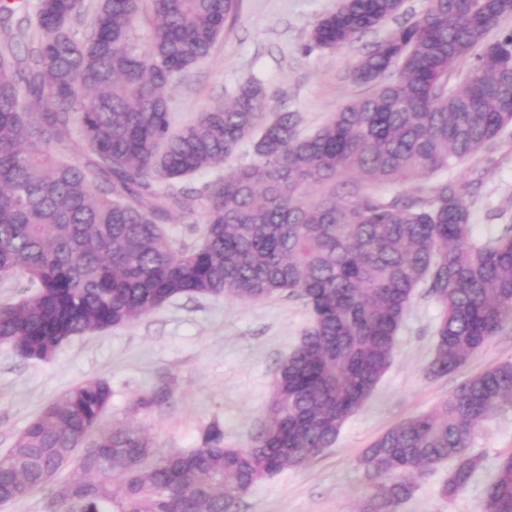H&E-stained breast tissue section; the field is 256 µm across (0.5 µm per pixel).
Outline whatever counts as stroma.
Segmentation results:
<instances>
[{"label": "stroma", "mask_w": 512, "mask_h": 512, "mask_svg": "<svg viewBox=\"0 0 512 512\" xmlns=\"http://www.w3.org/2000/svg\"><path fill=\"white\" fill-rule=\"evenodd\" d=\"M341 0H241L212 53L199 60L170 92L175 124L232 99L255 79L272 107L294 112L301 134L319 128L336 109L369 88L349 72L366 47L408 19L428 0H403L400 11L341 48L314 47V22ZM447 177L471 191L472 236L482 240L512 224V129L489 150ZM440 315L419 286L397 336L392 365L364 406L343 426L335 444L309 463L256 484L239 512H356L374 480L359 466L368 445L393 425L431 410L470 376L512 359V323L505 325L456 371L431 376L434 327ZM309 321L300 300L278 296L241 302L221 296H182L137 322L77 336L52 360H26L0 341V453L12 448L28 423L75 385L104 379L112 386L105 425L129 420L142 426L160 451L189 450L216 423L230 446L250 444L262 423L273 373L298 343ZM164 389L167 401L136 410L137 399ZM512 448V415L485 423L474 443L483 465L464 493L447 500L439 465L420 479L400 512H482L498 456Z\"/></svg>", "instance_id": "1"}]
</instances>
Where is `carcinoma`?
Here are the masks:
<instances>
[{
    "instance_id": "1",
    "label": "carcinoma",
    "mask_w": 512,
    "mask_h": 512,
    "mask_svg": "<svg viewBox=\"0 0 512 512\" xmlns=\"http://www.w3.org/2000/svg\"><path fill=\"white\" fill-rule=\"evenodd\" d=\"M0 0V277L34 292L0 303V340L48 361L74 336L132 324L174 298L258 301L286 294L310 315L273 375L261 430L245 448L207 426L197 448L162 453L143 427L101 426L112 389L76 385L0 454L10 501L49 488L48 512H238L241 491L331 447L390 367L416 288L440 307L427 366L447 375L512 322V224L483 243L465 187L415 177L460 165L512 126V0H429L351 70L373 91L307 136L271 111L257 80L233 100L173 125L168 91L208 56L239 0ZM402 0H342L316 20L339 48L396 15ZM146 16L152 42L139 44ZM466 65L462 76L451 75ZM80 138L83 159L65 153ZM250 162L197 191L180 180ZM383 185L399 187L390 195ZM203 212L178 247L166 224ZM512 411V360L460 384L432 410L395 424L359 465L376 479L357 512H398L420 478L448 463L452 501L482 465L480 427ZM73 476L48 483L65 466ZM483 512H512V449L500 454ZM251 158V142H244L232 157L224 161V166L222 168H220L219 170L197 173L195 175L188 177L181 184L186 187L200 188L204 183L214 178L217 174H222L230 170L231 168L236 167L239 164L249 162Z\"/></svg>"
}]
</instances>
